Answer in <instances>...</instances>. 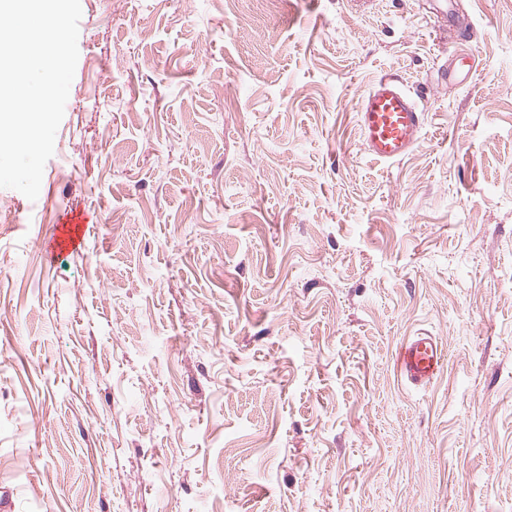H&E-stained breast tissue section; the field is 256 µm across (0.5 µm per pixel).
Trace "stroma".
Instances as JSON below:
<instances>
[{
  "instance_id": "1",
  "label": "stroma",
  "mask_w": 512,
  "mask_h": 512,
  "mask_svg": "<svg viewBox=\"0 0 512 512\" xmlns=\"http://www.w3.org/2000/svg\"><path fill=\"white\" fill-rule=\"evenodd\" d=\"M454 3L469 39L435 0H80L39 195L0 188V512H512V0ZM383 75L430 112L393 164ZM422 97L391 75L380 76L359 94L357 122L366 156L395 163L420 146L429 123ZM446 353L435 336L422 331L399 346L395 367L402 381L412 389L431 386L446 368Z\"/></svg>"
}]
</instances>
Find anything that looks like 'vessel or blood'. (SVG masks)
Listing matches in <instances>:
<instances>
[{
    "label": "vessel or blood",
    "instance_id": "1",
    "mask_svg": "<svg viewBox=\"0 0 512 512\" xmlns=\"http://www.w3.org/2000/svg\"><path fill=\"white\" fill-rule=\"evenodd\" d=\"M356 113L364 154L384 163L400 161L420 146L429 123L419 93L391 75L380 76L359 94ZM446 363L441 343L423 331L405 339L395 359L399 377L416 390L431 386Z\"/></svg>",
    "mask_w": 512,
    "mask_h": 512
}]
</instances>
